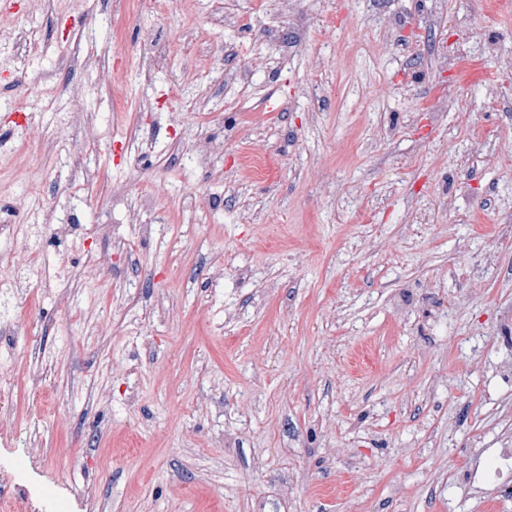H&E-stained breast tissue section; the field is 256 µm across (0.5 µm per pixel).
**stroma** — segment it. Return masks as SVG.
Masks as SVG:
<instances>
[{
    "instance_id": "stroma-1",
    "label": "stroma",
    "mask_w": 512,
    "mask_h": 512,
    "mask_svg": "<svg viewBox=\"0 0 512 512\" xmlns=\"http://www.w3.org/2000/svg\"><path fill=\"white\" fill-rule=\"evenodd\" d=\"M14 2L0 101L37 104L29 143L0 108V224L76 230L0 242L40 270L30 311L0 296V491L23 512H478L459 473L512 448V0H158L118 51V0ZM151 37L166 69L139 64ZM142 189L135 219L108 203ZM69 225L72 224H57L52 228L53 225L46 224L44 222L34 224H27L23 233L24 239H34L41 241L43 238H51L52 236H62L69 231Z\"/></svg>"
}]
</instances>
